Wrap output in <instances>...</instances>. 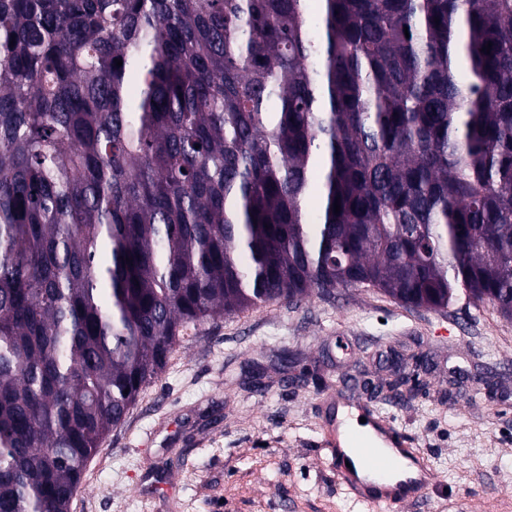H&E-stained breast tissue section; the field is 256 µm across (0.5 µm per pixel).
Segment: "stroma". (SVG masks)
<instances>
[{
    "instance_id": "35a3bbf8",
    "label": "stroma",
    "mask_w": 512,
    "mask_h": 512,
    "mask_svg": "<svg viewBox=\"0 0 512 512\" xmlns=\"http://www.w3.org/2000/svg\"><path fill=\"white\" fill-rule=\"evenodd\" d=\"M391 417L436 475L401 512H512V318L339 287L204 323L89 460L70 512H375L324 461L326 396Z\"/></svg>"
}]
</instances>
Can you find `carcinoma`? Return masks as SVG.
<instances>
[{
  "instance_id": "obj_1",
  "label": "carcinoma",
  "mask_w": 512,
  "mask_h": 512,
  "mask_svg": "<svg viewBox=\"0 0 512 512\" xmlns=\"http://www.w3.org/2000/svg\"><path fill=\"white\" fill-rule=\"evenodd\" d=\"M319 2L0 0V512H69L226 313L512 318V0Z\"/></svg>"
}]
</instances>
